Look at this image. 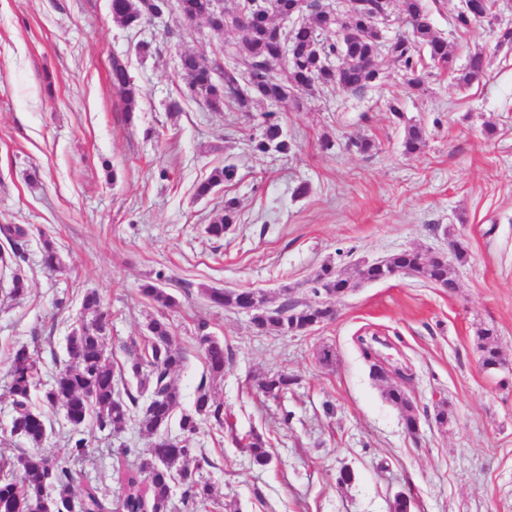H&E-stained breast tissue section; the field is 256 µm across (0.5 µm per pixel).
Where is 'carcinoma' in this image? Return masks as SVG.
<instances>
[{
  "label": "carcinoma",
  "mask_w": 512,
  "mask_h": 512,
  "mask_svg": "<svg viewBox=\"0 0 512 512\" xmlns=\"http://www.w3.org/2000/svg\"><path fill=\"white\" fill-rule=\"evenodd\" d=\"M267 12L226 27L224 15L215 14L211 0H175L174 10L182 18L190 16L202 21L215 34L238 31L240 40L224 42V58L208 61L192 52L180 56V70L190 97L202 100L213 112L224 108L250 112L260 102H290L295 108L304 105V96L318 93H363L383 83L390 69L397 68L407 77L409 87L424 90L425 81L419 68L429 60L432 68L455 75L461 87H468L487 70V59L477 51L466 65L457 66V56L448 41L437 35L424 0H398V20L405 31L386 39L368 19L345 14L342 20L326 15L321 0H267ZM163 6V0H112V16L122 26L136 29ZM300 19L287 31L288 59L281 61L282 34L280 26L288 14ZM337 57L342 69L326 67L328 59ZM112 86L120 93L125 111L138 106L139 89L127 65L112 60ZM394 119L404 125L403 147L407 154H416L426 144L423 128L407 119L396 104L389 105ZM253 148L260 153L286 154L291 140L276 112L262 113L259 133L252 137ZM237 166L228 162L216 167L196 188L199 199L209 196L217 187L233 181ZM238 203L233 197L224 199V211L214 217L206 232L221 239L230 225L236 223ZM30 228L21 224H0V240L9 248H0V275L9 273V290L13 297L23 296L27 278L19 260ZM42 264L50 272L63 269V261L55 244L43 241ZM400 275L416 277L453 292L455 276L448 264L431 258L422 250L410 248L379 261H358L343 269L328 264L310 280L303 297L288 296L274 305L262 290L205 288L207 300L226 309L252 311L251 323L259 333L287 335L301 332L311 324L332 319L333 314L320 303L324 290L341 288L348 293L367 282L391 279ZM141 293L158 309H169L178 299L159 281L141 285ZM108 312L103 310L100 295L95 291L82 297L79 326L66 337V358L56 371L53 384L41 394L48 407L61 406L72 425L69 437V459H82L87 451L82 426L91 419L101 431L117 433L126 425L134 410H139L140 432L151 437L177 421L181 440L166 445L158 441L139 457L136 466L118 470L122 495L111 506L89 487L80 500L72 496L73 477L67 462L43 451L47 427L44 413L34 406L39 359L22 346L11 356L8 391L14 415L10 435L23 438L30 450L17 459V474L0 476V512H72L76 502L79 512H171L172 484L184 486L183 507L193 512L212 498V487L189 469L198 449L192 441L201 425L224 427V403L212 394L213 385L224 380L231 360L224 341L209 331L207 321L197 322V348L205 364V374L197 387L193 405L181 408V393L175 375L183 369L187 352L174 336L170 324L161 316L152 318L144 346L133 340L128 347L129 359L115 370L112 357L105 348V324ZM482 365L495 369L503 364L494 328L477 330ZM294 383L285 372L264 377L257 389L275 400L283 397ZM150 400L140 403V397ZM385 398L400 408L404 415L414 413L412 401L403 388L387 385ZM253 463L268 466L272 458L266 442L252 433L243 444Z\"/></svg>",
  "instance_id": "1"
}]
</instances>
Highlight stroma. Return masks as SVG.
I'll return each instance as SVG.
<instances>
[{"instance_id":"35a3bbf8","label":"stroma","mask_w":512,"mask_h":512,"mask_svg":"<svg viewBox=\"0 0 512 512\" xmlns=\"http://www.w3.org/2000/svg\"><path fill=\"white\" fill-rule=\"evenodd\" d=\"M427 5L458 62L484 52V78L464 89L433 69L416 93L394 69L361 95H307L302 109L277 108L293 149L261 154L250 137L267 104L248 115L211 111L186 94L178 67L180 53L214 58L237 33L187 28L173 12L133 31L113 20L111 0H0V224L31 228L26 295L0 288V466L28 447L9 434L12 350L37 352L38 384L50 386L82 297L95 290L111 314L106 351L124 365L157 314L140 287L160 274L177 285L179 303L165 316L188 354L176 378L182 407L205 371L197 320L232 353L213 392L236 435L208 424L198 431L201 474L218 503L197 512H395L401 494L411 512H512V47L498 46L493 21L454 30L461 0ZM142 41L150 53H139ZM116 57L140 89L130 116L110 80ZM392 100L426 130L417 154L403 152ZM326 137L332 150L321 148ZM362 137L375 149L358 152ZM227 159L237 166L232 184L196 198ZM303 183L310 191L300 197ZM228 197L240 202L238 220L212 238L205 227ZM454 236L467 250L455 293L408 276L365 283L337 301L334 320L303 334L258 333L249 315L201 293L261 289L276 301L286 285L303 294L322 265L444 250ZM46 239L61 272L42 267ZM487 325L504 358L494 370L483 368L477 344ZM362 335L378 336L377 353L402 369L418 434L370 378ZM326 346L330 365L318 360ZM279 371L294 385L285 398H265L259 380ZM442 401L452 411L445 427L434 421ZM83 430L88 454L74 466L73 489L94 486L116 501L118 467L136 465L153 439L134 419L117 434L90 422ZM253 432L268 441V467L236 443ZM346 469L353 477L339 483Z\"/></svg>"}]
</instances>
